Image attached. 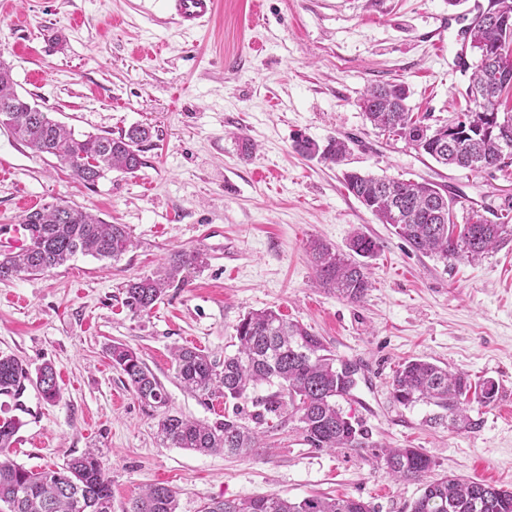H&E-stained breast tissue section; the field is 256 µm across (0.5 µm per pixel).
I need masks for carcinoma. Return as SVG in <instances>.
<instances>
[{
    "label": "carcinoma",
    "mask_w": 512,
    "mask_h": 512,
    "mask_svg": "<svg viewBox=\"0 0 512 512\" xmlns=\"http://www.w3.org/2000/svg\"><path fill=\"white\" fill-rule=\"evenodd\" d=\"M473 46L512 38V26L491 20L468 28ZM486 92L484 105H505L512 92L504 89L503 75L492 66H474L467 90ZM409 88L403 83L369 87L361 108L372 125L399 137L437 163L468 169L476 164L482 170L508 166L512 157V116L502 126L486 131L483 113H465L469 134L454 142L438 135L428 124L427 115H416L408 106ZM11 112V135L38 154L53 155L65 161L74 177L93 185L104 173L137 171L142 165L138 146L150 132L133 126L116 137L84 135L77 137L54 121L43 110H31L14 90L11 68L0 62V113ZM296 152L341 162L348 143L332 136L319 144L307 137L295 141ZM348 191L381 223L390 225L397 236L416 252L440 260L484 257L512 241L511 224H495L472 212L466 224L452 220L448 205L455 198L438 186L413 180L379 178L358 172L343 175ZM21 224L26 240L16 251L0 253V281L21 274H42L64 265L77 254L99 260H118L134 240L124 224H108L94 214L61 200L43 205L23 215ZM379 243L362 232L349 241L347 255L328 245L316 243L310 261L319 284L338 297L358 303L372 282L367 260L374 257ZM207 265L206 254L178 250L164 267L151 276L125 284L124 304L133 311L151 309L173 283L185 284L184 271ZM237 349L217 361L196 347L175 346L171 355L176 378L200 397L220 395L233 403V412L209 423L165 413L158 421V436L171 448L198 453L246 455L257 447V431L242 424L238 401L261 384L277 387L253 401L255 423L274 427L284 415L298 417L306 441L315 448H371L362 425L347 415L339 400L355 386L345 369L321 337L308 327L289 321L279 312L264 309L244 316L236 327ZM112 365L119 368L137 397L153 407L166 405L164 387L138 352L124 343L108 347ZM35 385L42 398L54 402L60 387L53 366L45 363L35 373L13 355H0V391L20 392V383ZM394 399L403 406L418 402L432 404L439 412L429 418L451 431L480 427L481 420L470 415V404L489 406L495 402L498 386L492 380L472 382L465 371L452 372L434 363L405 361L392 380ZM24 425L16 416L0 417V451L11 447ZM373 456L384 462L397 480L420 481L432 462L418 448H383ZM7 512H112V483L98 454L89 451L67 460L55 469L32 470L8 457L0 458V507ZM177 492L166 484H151L131 503L127 512H177ZM203 512H371L369 505L354 498H333L312 494L299 501L279 495L213 499ZM411 512H512V492L484 481L445 476L424 485Z\"/></svg>",
    "instance_id": "carcinoma-1"
}]
</instances>
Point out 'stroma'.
<instances>
[{
  "label": "stroma",
  "instance_id": "stroma-1",
  "mask_svg": "<svg viewBox=\"0 0 512 512\" xmlns=\"http://www.w3.org/2000/svg\"><path fill=\"white\" fill-rule=\"evenodd\" d=\"M475 0H219L198 31L178 27L164 0H0V61L16 91L75 135L118 136L149 128L142 166L110 171L95 185L60 159L37 155L0 129V230L25 201L63 199L129 228L120 260L79 255L64 266L0 282V355L29 368L52 364L61 396L33 385L0 396L22 409L8 455L31 469L95 450L112 481V512H127L150 484L172 486L178 512L213 499L312 493L349 496L375 512H410L423 485L393 479L368 448H315L297 418L264 429L251 454H199L161 443L163 413L213 422L224 401L204 400L175 377L174 346L220 360L233 354L248 312L273 308L321 336L358 368L340 405L371 444L418 448L428 480L477 479L512 491V243L477 261L444 263L413 251L343 185L356 170L445 186L461 202L456 223L476 210L512 224V168L472 172L440 166L374 128L367 87L403 82L409 106L434 125L466 109L468 75L458 66ZM348 142L341 164L306 159L297 136ZM255 148L242 157L243 139ZM376 238L372 286L352 303L320 288L308 253L321 241L343 252L354 231ZM207 265L168 288L145 312L123 303V286L152 274L177 250ZM136 350L164 385L165 408L137 398L107 348ZM423 359L498 385L482 425L455 433L429 424L434 406L405 407L392 377Z\"/></svg>",
  "mask_w": 512,
  "mask_h": 512
}]
</instances>
